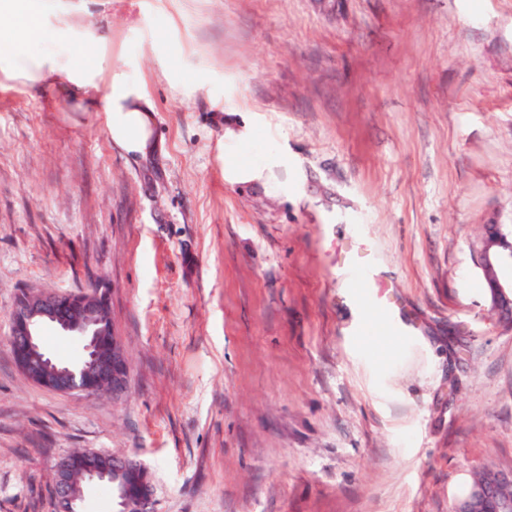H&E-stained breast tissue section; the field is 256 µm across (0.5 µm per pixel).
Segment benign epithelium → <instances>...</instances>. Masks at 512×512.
I'll use <instances>...</instances> for the list:
<instances>
[{"label": "benign epithelium", "mask_w": 512, "mask_h": 512, "mask_svg": "<svg viewBox=\"0 0 512 512\" xmlns=\"http://www.w3.org/2000/svg\"><path fill=\"white\" fill-rule=\"evenodd\" d=\"M493 309L502 320L512 325V283L501 281L499 270L512 267V242L494 225L482 239L478 250ZM45 324L80 339L83 359L75 364L58 363L41 347L40 329ZM101 309L99 294H66L52 291H29L20 297L11 319L9 337L14 361L32 382L63 393L95 394V387H109L112 396L123 395L128 388L129 366L122 340L112 335V357L101 355ZM108 480L115 496V512H154L155 498L151 474L138 459L112 455V467L88 463L76 472L69 457L62 458L55 469L54 493L59 512H82V480ZM495 512H512V470L488 469L482 481L453 506V512H485L488 505Z\"/></svg>", "instance_id": "7a95c632"}]
</instances>
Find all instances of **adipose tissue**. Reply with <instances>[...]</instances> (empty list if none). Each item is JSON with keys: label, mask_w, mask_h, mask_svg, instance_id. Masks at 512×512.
<instances>
[{"label": "adipose tissue", "mask_w": 512, "mask_h": 512, "mask_svg": "<svg viewBox=\"0 0 512 512\" xmlns=\"http://www.w3.org/2000/svg\"><path fill=\"white\" fill-rule=\"evenodd\" d=\"M1 15L13 23L7 32L12 50L0 53V76L51 82L62 95L100 112L125 153L144 156L154 149V111L143 86L113 67L92 30L50 23L37 0H0Z\"/></svg>", "instance_id": "adipose-tissue-1"}]
</instances>
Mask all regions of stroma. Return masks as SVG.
Instances as JSON below:
<instances>
[{
    "label": "stroma",
    "mask_w": 512,
    "mask_h": 512,
    "mask_svg": "<svg viewBox=\"0 0 512 512\" xmlns=\"http://www.w3.org/2000/svg\"><path fill=\"white\" fill-rule=\"evenodd\" d=\"M41 8L144 85L156 146L0 77V512H54L76 448L140 459L157 512H450L512 468V329L478 263L485 225L512 231V0ZM274 155L267 183L224 178ZM97 285L125 395L26 379L19 291ZM386 288L417 333L383 354Z\"/></svg>",
    "instance_id": "stroma-1"
}]
</instances>
